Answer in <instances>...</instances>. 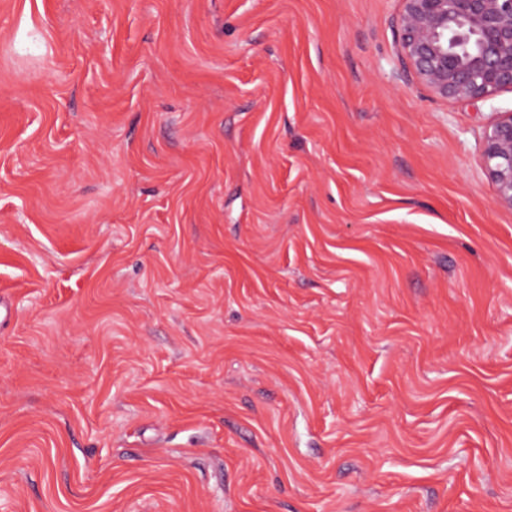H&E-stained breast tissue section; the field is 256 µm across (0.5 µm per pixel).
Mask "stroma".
Listing matches in <instances>:
<instances>
[{
	"label": "stroma",
	"mask_w": 512,
	"mask_h": 512,
	"mask_svg": "<svg viewBox=\"0 0 512 512\" xmlns=\"http://www.w3.org/2000/svg\"><path fill=\"white\" fill-rule=\"evenodd\" d=\"M399 0H0V512H512V93ZM495 114L484 134L480 160L496 202L512 209V109Z\"/></svg>",
	"instance_id": "stroma-1"
}]
</instances>
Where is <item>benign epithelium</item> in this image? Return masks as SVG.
Instances as JSON below:
<instances>
[{
	"label": "benign epithelium",
	"mask_w": 512,
	"mask_h": 512,
	"mask_svg": "<svg viewBox=\"0 0 512 512\" xmlns=\"http://www.w3.org/2000/svg\"><path fill=\"white\" fill-rule=\"evenodd\" d=\"M400 2V56L436 97L460 103L512 92V0ZM480 160L496 202L512 209V110L488 125Z\"/></svg>",
	"instance_id": "benign-epithelium-1"
}]
</instances>
